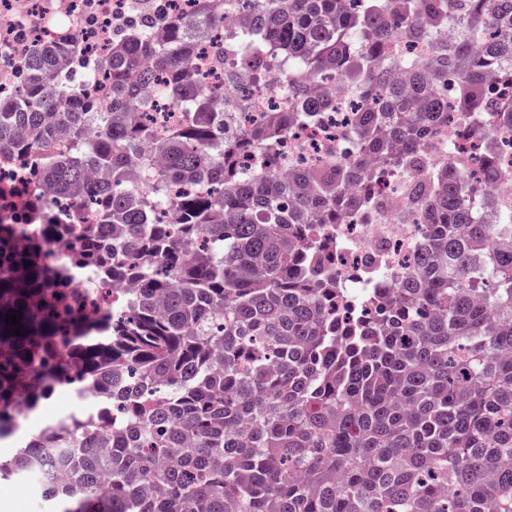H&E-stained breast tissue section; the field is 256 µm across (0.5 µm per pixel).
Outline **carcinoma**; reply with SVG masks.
<instances>
[{"label":"carcinoma","instance_id":"carcinoma-1","mask_svg":"<svg viewBox=\"0 0 512 512\" xmlns=\"http://www.w3.org/2000/svg\"><path fill=\"white\" fill-rule=\"evenodd\" d=\"M195 2L156 18L162 43L134 20L117 29L107 107L72 69L84 56L63 30L0 95V167L94 209L70 263L112 298L91 317L62 282L47 250L71 225L40 198L27 248L0 223V442L18 432L20 395L37 408L59 384L96 387L115 414L106 435L89 409L17 440L0 480L36 475L50 512H512L503 173L491 154L480 179L420 169L458 117L512 134V97L497 92L512 88V0H237L243 33L224 54L282 59L297 104L255 125L247 92L220 112L198 77L195 46L224 8ZM452 21L457 39L424 57L385 50ZM328 70L355 101L336 132L353 159L283 179L288 128L336 101L316 87ZM152 86L182 110L163 135L141 93ZM145 142L147 192L128 183ZM394 172L420 179L426 246L392 289L385 265L366 267L374 288L352 307L327 228L378 206L361 187ZM186 178L201 188L179 189ZM162 208L183 222H153ZM133 272L142 287L125 291Z\"/></svg>","mask_w":512,"mask_h":512}]
</instances>
